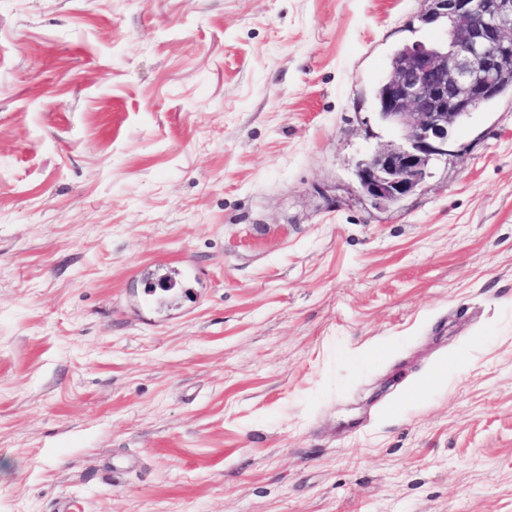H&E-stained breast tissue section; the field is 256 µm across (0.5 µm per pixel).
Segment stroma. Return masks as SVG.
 I'll use <instances>...</instances> for the list:
<instances>
[{"label": "stroma", "mask_w": 512, "mask_h": 512, "mask_svg": "<svg viewBox=\"0 0 512 512\" xmlns=\"http://www.w3.org/2000/svg\"><path fill=\"white\" fill-rule=\"evenodd\" d=\"M426 0H0V512H512V91L387 205Z\"/></svg>", "instance_id": "35a3bbf8"}]
</instances>
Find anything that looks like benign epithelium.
<instances>
[{"label": "benign epithelium", "instance_id": "benign-epithelium-1", "mask_svg": "<svg viewBox=\"0 0 512 512\" xmlns=\"http://www.w3.org/2000/svg\"><path fill=\"white\" fill-rule=\"evenodd\" d=\"M422 22L440 33L403 47L381 80L378 118L399 140L358 162L361 191L397 202L428 176L456 127L496 92L512 66V0H426Z\"/></svg>", "mask_w": 512, "mask_h": 512}]
</instances>
